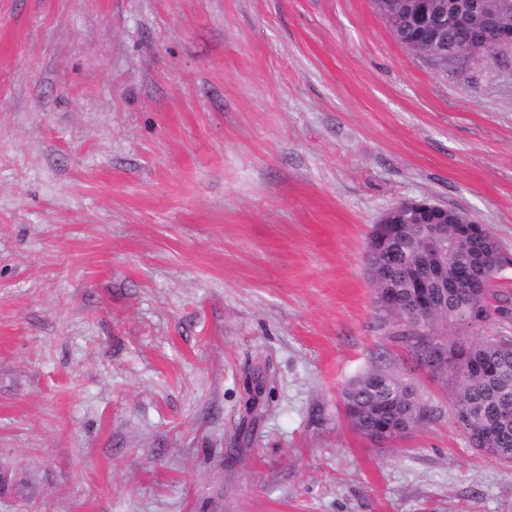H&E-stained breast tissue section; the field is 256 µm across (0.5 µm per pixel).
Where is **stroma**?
<instances>
[{
	"instance_id": "35a3bbf8",
	"label": "stroma",
	"mask_w": 512,
	"mask_h": 512,
	"mask_svg": "<svg viewBox=\"0 0 512 512\" xmlns=\"http://www.w3.org/2000/svg\"><path fill=\"white\" fill-rule=\"evenodd\" d=\"M425 198L512 256V49L435 66L370 0H0V512H512L375 302L372 227ZM370 370L433 420L353 430ZM266 393L265 384L255 378L247 386L243 400V411L245 419H253L257 416L258 406Z\"/></svg>"
}]
</instances>
